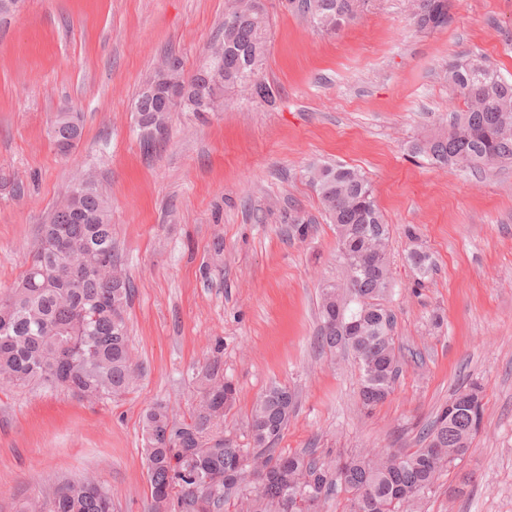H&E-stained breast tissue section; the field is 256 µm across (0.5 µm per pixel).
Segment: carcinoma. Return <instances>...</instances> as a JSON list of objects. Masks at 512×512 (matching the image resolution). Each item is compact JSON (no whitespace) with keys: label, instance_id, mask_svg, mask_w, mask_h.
I'll return each mask as SVG.
<instances>
[{"label":"carcinoma","instance_id":"1","mask_svg":"<svg viewBox=\"0 0 512 512\" xmlns=\"http://www.w3.org/2000/svg\"><path fill=\"white\" fill-rule=\"evenodd\" d=\"M369 0H289L299 15L336 32L354 21ZM451 0H416L413 21L421 30L448 24ZM270 20L264 0H245L233 25L220 39L224 57L204 55L187 76L184 102L159 108L139 92L135 109L140 141L155 149L168 134L169 113L192 112L202 101L209 112L224 109V91L249 78L254 94L272 103L275 89L262 78L268 51ZM448 84L463 102L448 125L417 140L411 152L454 168L460 157L469 167L512 160V81L476 54L448 65ZM62 132L83 135L78 112H59L53 122ZM310 183L326 222L336 226L337 249L346 266L368 261L356 271L350 294L333 288L319 292L318 345L351 354L358 370V403L367 413L383 404L394 390L400 359L394 316L385 304L391 278L389 254L371 250L369 236L389 238L370 181L344 166L317 165ZM91 214L87 224H69L57 214L41 225L39 239L19 284L0 294V383H40L63 387L90 400L124 395L136 383L140 368L129 345L126 309L134 286L129 276L79 274L88 261V245L107 251L124 271L113 238L112 217L105 193L82 201ZM292 236L305 238L316 219L298 209L287 217ZM59 234L69 241L71 259L61 261L45 246ZM407 259L424 278L433 271L430 255L421 248ZM200 399L189 416L177 418L168 403L156 402L142 416L150 512H224L230 501H248L251 512H294L300 490L320 491L327 500L343 498L344 512H422L424 500L471 450L483 420L482 388L476 382L454 391L433 421L420 430V447L412 451L367 448L340 452L332 459L314 451L283 453L276 448L295 413L297 393L273 384L258 395L245 424L248 446L224 436V416L236 404V386L224 377L221 344L195 372ZM215 483L217 494L206 500L198 488ZM92 478L64 480L47 488L28 512H112L109 492H100Z\"/></svg>","mask_w":512,"mask_h":512}]
</instances>
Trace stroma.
Listing matches in <instances>:
<instances>
[{
	"instance_id": "stroma-1",
	"label": "stroma",
	"mask_w": 512,
	"mask_h": 512,
	"mask_svg": "<svg viewBox=\"0 0 512 512\" xmlns=\"http://www.w3.org/2000/svg\"><path fill=\"white\" fill-rule=\"evenodd\" d=\"M265 5L275 103L231 92L223 111L173 112L151 152L135 99L166 56L196 69L227 0H21L0 17V175L29 186L20 200L0 187V292L19 282L60 193L95 170L134 284L127 319L141 369L130 393L96 403L0 387V512L85 476L108 489L112 512H149L142 412L164 401L186 417L199 398L192 372L218 340L238 389L224 431L239 443L267 386L297 392L284 452L416 448L419 425L461 383H481L483 425L459 466L470 482L453 498L440 487L423 510L512 512V162L451 170L410 152L461 107L446 79L458 56L481 53L512 80V0H455L448 25L426 31L410 0H370L335 35L288 0ZM64 109L84 126L66 157L49 135ZM324 163L364 173L390 228L402 371L369 416L351 359L316 343L319 290L343 277L336 228L308 181ZM292 208L317 217L314 233L289 236ZM415 244L435 264L422 282L407 260Z\"/></svg>"
}]
</instances>
